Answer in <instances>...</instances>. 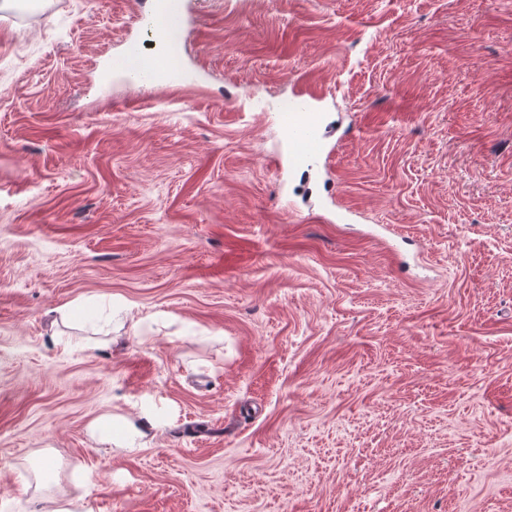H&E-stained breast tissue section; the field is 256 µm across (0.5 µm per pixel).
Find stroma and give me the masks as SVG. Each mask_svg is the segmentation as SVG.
Wrapping results in <instances>:
<instances>
[{
    "instance_id": "1",
    "label": "stroma",
    "mask_w": 512,
    "mask_h": 512,
    "mask_svg": "<svg viewBox=\"0 0 512 512\" xmlns=\"http://www.w3.org/2000/svg\"><path fill=\"white\" fill-rule=\"evenodd\" d=\"M183 7L0 11V512H512V0ZM142 71L152 80L155 77H163L169 80H183L185 74L179 70L171 59L164 55H153L145 58ZM283 124L290 166L315 162L323 152L322 112L311 94L300 95ZM119 420H125V418L108 413L100 416L92 423V432L96 436L98 444L107 447L115 444L120 448L140 447L143 433L133 424L124 422L118 434L112 433V422Z\"/></svg>"
}]
</instances>
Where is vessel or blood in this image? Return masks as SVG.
<instances>
[{"label":"vessel or blood","instance_id":"vessel-or-blood-1","mask_svg":"<svg viewBox=\"0 0 512 512\" xmlns=\"http://www.w3.org/2000/svg\"><path fill=\"white\" fill-rule=\"evenodd\" d=\"M142 70L149 77H163L169 80L184 79L185 74L179 70L170 58L164 55L146 57ZM322 112L315 96H299L287 120L283 124L288 141L289 163L293 166L316 161L323 152Z\"/></svg>","mask_w":512,"mask_h":512}]
</instances>
